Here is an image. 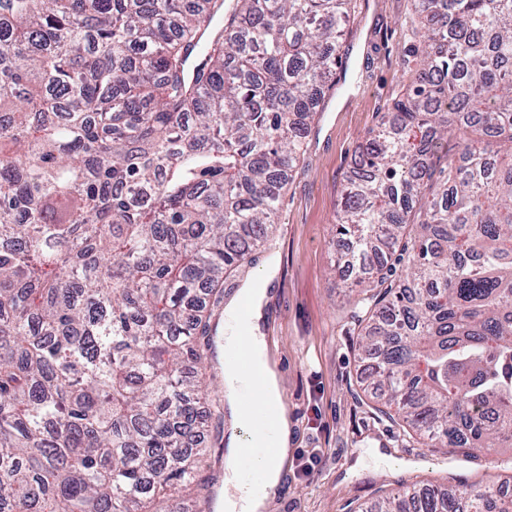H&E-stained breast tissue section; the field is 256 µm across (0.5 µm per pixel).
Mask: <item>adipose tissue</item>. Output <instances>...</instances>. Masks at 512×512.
I'll return each mask as SVG.
<instances>
[{"mask_svg": "<svg viewBox=\"0 0 512 512\" xmlns=\"http://www.w3.org/2000/svg\"><path fill=\"white\" fill-rule=\"evenodd\" d=\"M276 257L265 262V273L261 280L246 282L239 288L236 296L224 309V319L229 329L227 335L220 338V359L224 369V394L229 411L236 427L247 429L248 444H240L231 439L226 453L225 468L234 470L243 456L245 447L265 449L260 459L265 472L267 486H275L281 477L283 467L288 460V450L292 439V424L288 409L282 400L279 378L274 362L270 359L263 337L260 334V322L263 311L269 301L270 284L277 272ZM248 337L249 354L257 369L256 376L245 375L236 363V354L241 346V337ZM251 384L261 393L260 406L269 409V421L277 426L275 438H268L263 425L259 424L255 408L245 405L241 399L243 384Z\"/></svg>", "mask_w": 512, "mask_h": 512, "instance_id": "adipose-tissue-1", "label": "adipose tissue"}]
</instances>
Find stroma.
<instances>
[{"instance_id":"stroma-1","label":"stroma","mask_w":512,"mask_h":512,"mask_svg":"<svg viewBox=\"0 0 512 512\" xmlns=\"http://www.w3.org/2000/svg\"><path fill=\"white\" fill-rule=\"evenodd\" d=\"M356 4L341 39L346 81L331 92L307 133L268 246L254 250L219 295L201 293L208 324L217 327L238 288L261 275L269 256L279 260L261 332L277 365L293 439L281 482L268 490V512H369L392 493L428 484L512 490L511 458L407 440L397 421L377 410L360 345L365 324L349 299L360 272L334 243L333 224L359 144L403 94L417 60L411 0ZM198 376L208 391L198 420L210 450L203 476L211 487L201 507L212 512L220 493L239 495L240 485L260 483L262 473L247 456L237 480H230L224 456L233 423L224 370L210 356Z\"/></svg>"}]
</instances>
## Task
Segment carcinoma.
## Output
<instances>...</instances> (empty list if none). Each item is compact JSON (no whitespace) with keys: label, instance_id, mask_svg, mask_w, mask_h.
<instances>
[{"label":"carcinoma","instance_id":"obj_1","mask_svg":"<svg viewBox=\"0 0 512 512\" xmlns=\"http://www.w3.org/2000/svg\"><path fill=\"white\" fill-rule=\"evenodd\" d=\"M0 0V512H180L202 288L269 237L354 0ZM417 77L359 147L336 245L380 412L512 454V0H412ZM377 512H512L406 491Z\"/></svg>","mask_w":512,"mask_h":512}]
</instances>
